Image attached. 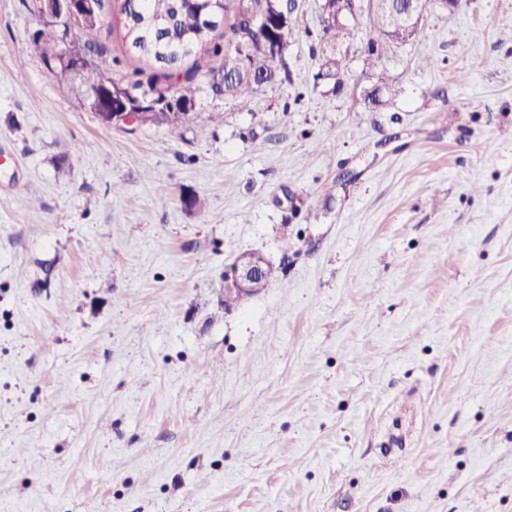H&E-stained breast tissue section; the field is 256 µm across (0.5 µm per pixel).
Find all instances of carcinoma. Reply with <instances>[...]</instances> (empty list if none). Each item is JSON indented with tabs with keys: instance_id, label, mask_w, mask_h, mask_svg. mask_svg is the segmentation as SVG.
I'll return each instance as SVG.
<instances>
[{
	"instance_id": "cac0c4a2",
	"label": "carcinoma",
	"mask_w": 512,
	"mask_h": 512,
	"mask_svg": "<svg viewBox=\"0 0 512 512\" xmlns=\"http://www.w3.org/2000/svg\"><path fill=\"white\" fill-rule=\"evenodd\" d=\"M109 28L118 30L127 54L151 68L147 73L135 68L133 77L115 82L100 66L104 52L99 43L100 16H92L70 27L36 10L37 27L30 34L41 48L49 71L71 91L81 90L83 100L106 86L119 98L140 102V111L159 112L161 121L186 120L195 112L199 64L187 62L199 55L220 58L210 70V89L215 94L248 104L258 90L273 83L288 81L286 54L294 34L297 16L295 0H111ZM361 9L360 0H322L321 12H353ZM373 38L368 43L370 56L408 44L414 38L417 22L394 9L388 14L374 4L370 13ZM350 35L347 25L322 24V40L336 46ZM67 43L84 50L89 63L72 75L52 59L51 51ZM344 59L333 52L325 57L318 80L333 81V91L344 82ZM392 84L380 81L364 90L363 101L369 111L388 102Z\"/></svg>"
}]
</instances>
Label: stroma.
Listing matches in <instances>:
<instances>
[{"instance_id": "stroma-1", "label": "stroma", "mask_w": 512, "mask_h": 512, "mask_svg": "<svg viewBox=\"0 0 512 512\" xmlns=\"http://www.w3.org/2000/svg\"><path fill=\"white\" fill-rule=\"evenodd\" d=\"M25 2L0 0V512H512V0L428 11L372 68L360 11L338 93L296 0L288 83L244 108L203 56L194 116L120 126L61 95ZM242 252L275 279L227 310ZM379 82L364 90L363 101L365 108L369 111L378 110L389 102L386 97L391 94L392 84L385 80Z\"/></svg>"}]
</instances>
